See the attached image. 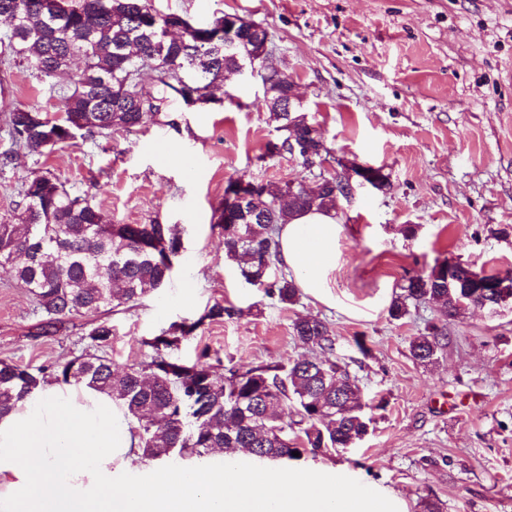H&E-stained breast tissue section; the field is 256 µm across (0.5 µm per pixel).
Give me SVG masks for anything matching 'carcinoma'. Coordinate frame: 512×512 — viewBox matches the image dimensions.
I'll return each instance as SVG.
<instances>
[{"instance_id":"1","label":"carcinoma","mask_w":512,"mask_h":512,"mask_svg":"<svg viewBox=\"0 0 512 512\" xmlns=\"http://www.w3.org/2000/svg\"><path fill=\"white\" fill-rule=\"evenodd\" d=\"M41 2L0 0V13L11 11L19 17V28L6 35L7 47L21 60L46 56V77L65 72L74 51L84 53V67L75 88L64 97L63 118L20 106L7 112L12 144L38 152L49 134L64 142L72 132L94 139L117 127H140L143 118L159 121L158 112L129 111L134 95H147L139 86L142 59H131L129 53L137 50L170 66L174 81L186 53L157 34L154 17L144 12L145 0H72L73 11L57 24L47 19ZM189 49L198 57L201 89L213 90L224 81V73L238 68L258 46L247 41L228 52L191 40ZM265 106L282 132L281 144L269 145L268 151L295 150L302 157L309 151L316 160L330 152L327 143L312 135L304 113L279 112L270 102ZM33 188L40 192L37 210L28 203ZM344 190L343 178L330 176L313 194L300 181L294 186L285 182L283 202L269 192H257L244 209L230 214L232 223L220 224L226 258L236 263L246 283L282 304H295V280L275 273L279 226L301 212L336 210ZM182 249L180 235L168 224L107 223L99 209L71 196L53 174L26 183L21 212L0 222V258L6 259L14 277L51 321L73 313L108 311L158 291ZM475 274L458 257L438 260L407 278L402 293L390 302L389 316L401 320L409 314V304L428 303L453 321L484 304V295L471 287ZM446 329L432 325L414 337L409 343L413 361L436 362L447 345ZM293 335L307 354L246 371L231 367L218 377L211 370L209 348L194 363H182L169 355L179 336L165 332L146 342L153 354L142 369L118 373L103 355L112 344V324L101 321L89 334L96 352L59 364L50 374L1 360L0 415L52 379L85 384L111 396L137 423L139 447L148 460L201 458L213 448L268 460H293L295 451L301 457L343 451L363 438L370 422L358 380L347 366L326 358L336 345L326 321L299 318ZM290 407L298 420L284 419Z\"/></svg>"}]
</instances>
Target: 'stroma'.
<instances>
[{
    "mask_svg": "<svg viewBox=\"0 0 512 512\" xmlns=\"http://www.w3.org/2000/svg\"><path fill=\"white\" fill-rule=\"evenodd\" d=\"M198 25L233 14L270 35L272 65L285 69L331 159L307 169L287 152L267 154L279 132L259 81L228 74L214 102L187 108L167 92L159 122L75 139L50 154L13 148L0 111V219L21 190L54 173L114 224H169L183 251L157 293L111 313L49 322L27 288L0 266V359L33 367L92 349L112 323L114 369L141 368L149 339L194 324L171 349L193 362L220 354L216 374L297 359L292 324L313 315L336 334L333 359L363 392L369 433L299 467H343L401 494L408 512L433 495L444 512H512V302L444 322L422 305L401 320L387 309L408 273L447 255L488 274L512 270V0H149ZM79 74L45 77L0 41V102L57 113ZM378 168L384 184H356L339 200L344 227L334 293L353 311L300 296L286 305L240 277L217 225L229 178L282 186L333 174L340 162ZM416 227L406 236L405 225ZM232 317L204 319L214 304ZM447 324L437 363L409 354L414 336Z\"/></svg>",
    "mask_w": 512,
    "mask_h": 512,
    "instance_id": "obj_1",
    "label": "stroma"
}]
</instances>
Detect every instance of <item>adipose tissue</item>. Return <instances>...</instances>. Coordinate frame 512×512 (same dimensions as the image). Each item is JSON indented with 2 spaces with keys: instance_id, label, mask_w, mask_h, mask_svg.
Listing matches in <instances>:
<instances>
[{
  "instance_id": "ef3b65f1",
  "label": "adipose tissue",
  "mask_w": 512,
  "mask_h": 512,
  "mask_svg": "<svg viewBox=\"0 0 512 512\" xmlns=\"http://www.w3.org/2000/svg\"><path fill=\"white\" fill-rule=\"evenodd\" d=\"M344 231L335 213H298L279 230L297 287L335 304L331 277ZM0 512H407L397 493L338 468L259 464L215 449L203 460L143 458L111 396L46 382L0 416Z\"/></svg>"
}]
</instances>
